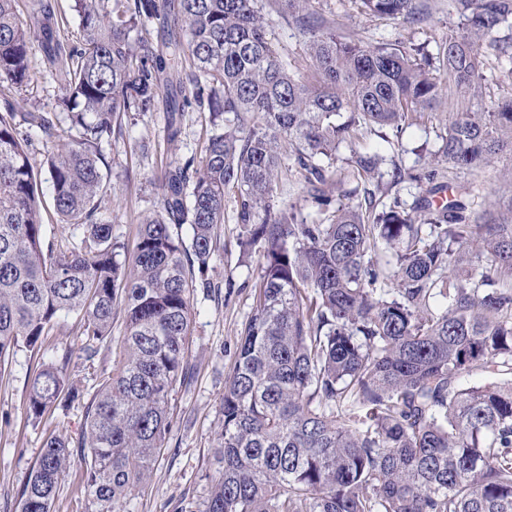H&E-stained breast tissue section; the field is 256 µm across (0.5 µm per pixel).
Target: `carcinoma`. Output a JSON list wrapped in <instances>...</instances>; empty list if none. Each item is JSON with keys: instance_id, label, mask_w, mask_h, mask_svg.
Here are the masks:
<instances>
[{"instance_id": "obj_1", "label": "carcinoma", "mask_w": 512, "mask_h": 512, "mask_svg": "<svg viewBox=\"0 0 512 512\" xmlns=\"http://www.w3.org/2000/svg\"><path fill=\"white\" fill-rule=\"evenodd\" d=\"M274 2L302 30L306 79L288 71L257 0H74L77 45L56 38L52 0H33L26 18L16 0H0V83L31 79L36 39L51 64L68 65L59 107L78 136L48 158L47 182L59 221L85 226L76 246L45 241L41 169L19 127L50 139L53 116L3 98L0 363L21 347L41 351L62 315L77 319L88 362L112 336L118 304L126 325L123 359L87 403L78 449L45 438L19 512H50L74 460L94 512H116L149 475L184 376L190 294L212 287L227 189L239 244H261L263 273L224 381L205 512H512V290L500 287L512 281V193L474 207L465 179L512 155V97L448 120L438 159L464 178L429 190L448 193L436 211L422 198L371 224L362 206L345 204L309 224L278 200L286 159L308 200L326 206L325 171L340 145L366 126L397 131L435 112L446 85L417 47L344 36L315 0ZM356 2L409 23L427 14L425 0ZM448 7L460 27L442 41L439 66L473 99L483 42L512 21V0ZM154 21L188 68L182 106L209 113L213 134L200 165L165 170L128 273L112 225L96 218L108 167L99 145L155 104L163 60L133 38ZM349 162L360 179L381 175L376 154L354 150ZM378 239L395 261L376 257ZM436 299L447 303L441 312ZM67 365L42 364L26 396L32 419L82 398ZM476 371L488 380L468 383Z\"/></svg>"}]
</instances>
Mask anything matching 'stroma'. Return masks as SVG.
<instances>
[{
    "mask_svg": "<svg viewBox=\"0 0 512 512\" xmlns=\"http://www.w3.org/2000/svg\"><path fill=\"white\" fill-rule=\"evenodd\" d=\"M316 9L347 35L367 43L423 45L437 52L439 44L457 17L448 13V0H428L423 21L410 24L362 13L353 0H319ZM263 12L271 22L274 41L287 59L290 70L307 73L312 62L306 53L300 28L277 13L270 0ZM32 77L14 90L36 112L56 111L63 80L49 68L41 46L31 55ZM512 96V58L500 55L493 44L484 47V81L480 104L492 109ZM460 105L455 92H448L434 117H417L401 134L391 129L364 128L355 148L383 157L382 171L398 165L408 178L396 187L350 179L346 160L352 149L340 147L339 159L327 172L329 182L343 180L351 190L352 204L361 205L374 217L393 206L410 208L426 195L432 182L442 181L448 166L426 163L429 153L442 144L446 124ZM169 108L166 93H159L155 106L123 119L121 135L103 143L109 167L107 191L98 202V214L112 224V238L122 246L123 259H131L137 233L145 216L158 201V183L171 165L201 158L211 133L209 115L186 108L177 140L168 138ZM240 227L235 222L234 194L224 197V224L220 245L210 268L214 290L195 289L190 296L192 321L185 345L188 378L178 383L169 398L170 427L167 446L147 484L138 488L121 512H204L211 488V452L221 419L224 380L237 359L241 339L254 309V288L262 275L259 252L244 256L238 245ZM125 332L123 308H116L112 340L100 348L93 362H86L84 340L74 317L57 319L48 338L49 355H69L67 376L82 391L83 401L58 408L41 423H33L26 412V393L40 368L38 356L21 349L0 369V512H18L20 493L26 484L50 432L78 439L84 428L85 401L98 389V373L111 370L121 359L120 343Z\"/></svg>",
    "mask_w": 512,
    "mask_h": 512,
    "instance_id": "1",
    "label": "stroma"
}]
</instances>
